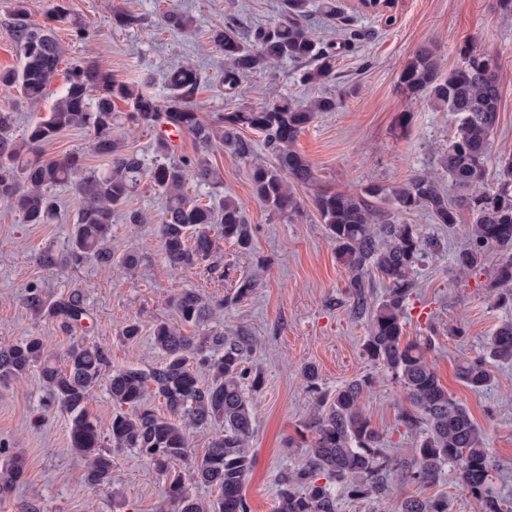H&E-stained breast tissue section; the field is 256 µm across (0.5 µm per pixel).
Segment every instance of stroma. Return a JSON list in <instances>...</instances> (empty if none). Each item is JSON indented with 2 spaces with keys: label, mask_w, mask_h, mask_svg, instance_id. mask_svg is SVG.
Here are the masks:
<instances>
[{
  "label": "stroma",
  "mask_w": 512,
  "mask_h": 512,
  "mask_svg": "<svg viewBox=\"0 0 512 512\" xmlns=\"http://www.w3.org/2000/svg\"><path fill=\"white\" fill-rule=\"evenodd\" d=\"M88 31L73 36L59 30L65 63L106 61L117 79L130 81L149 75L158 97L168 94L166 77L183 61L216 73L224 57L207 43L210 28L228 16L238 19V30L248 34L281 12L283 0H68ZM352 14L362 41L342 47L336 27L311 18L324 41L337 44L336 81L311 88L299 82L302 67L278 65L246 78L235 98L218 87H204L195 103L203 119L212 120L229 107L259 105L272 95L306 101L321 95L335 97L337 108L322 113L299 135L294 145L312 165L316 180L300 191L299 215L287 219L272 215L252 195L248 162L221 151L212 157L224 180V194L243 202L253 229V252L244 257L224 239L216 241L220 274L205 266L174 268L164 259L158 227L165 209L161 195L141 183L125 211L112 224V252L140 257L131 274L102 269L95 260L43 266L45 251L64 253L74 231L78 194L57 189L61 214L50 224H26L8 203L0 201V344L40 336L54 352L63 351L80 337L85 344L112 347V365L142 369L158 366L161 352L148 334L154 324L176 323L171 303L176 291L199 289L222 301L206 326L210 329H249L251 347L246 364L264 378L253 393L256 406L253 437L255 464L244 487L250 512H275V491L281 473L301 465L309 434L304 425L312 400L305 388V366H316L323 390L336 391L356 377L372 372L361 346L367 318L356 317L346 300L348 271L336 260V246L320 224L313 206L321 192H357L367 185L392 186L414 172L440 174L439 158L448 145L452 117L425 103L406 99L398 89L399 74L422 45L434 48L442 67L456 66L462 48L496 57L501 64L499 120L492 157L512 154V18H504L496 0H397L395 20L357 11L354 0H340ZM176 10L196 19L195 31L158 30L157 11ZM147 17V24L123 29L113 24L115 13ZM412 113L406 131L394 128L398 113ZM90 136L80 130L62 132L43 147L40 157L52 160L78 157L88 169H100L104 160L89 150ZM140 211L145 221L129 224L126 210ZM466 227L447 233L445 251L426 257L417 270V288L406 304L408 339L432 337L429 358L443 386L454 394L485 430L493 468V489L512 503V364L492 365L493 382L480 393L464 387L456 376L460 358L482 354L489 336L512 321V308H500L491 298V284L502 252L491 249L481 267L458 274L454 251ZM256 276L261 286L248 299L234 303L235 281ZM37 287L52 302L71 291H81L93 320L77 334L58 321L33 312L25 299ZM141 322L144 336L124 342L120 332L127 320ZM47 391L37 374L0 384V461L6 452L20 450L27 458L23 481L0 498V512H160L165 483L148 461L124 449L112 454V483L94 489L84 482L85 463L68 444V419L56 408H46ZM407 402L399 385L383 377L367 391L361 411L382 439L386 453L400 461L387 475L389 492L362 500L342 499L341 512H401L408 497L436 494L448 497L450 512H481L478 501L463 492L451 468H444L437 484L407 481L404 462L410 459L414 436L401 421Z\"/></svg>",
  "instance_id": "1"
}]
</instances>
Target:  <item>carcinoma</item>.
Masks as SVG:
<instances>
[{
  "label": "carcinoma",
  "instance_id": "carcinoma-1",
  "mask_svg": "<svg viewBox=\"0 0 512 512\" xmlns=\"http://www.w3.org/2000/svg\"><path fill=\"white\" fill-rule=\"evenodd\" d=\"M314 9L332 22L340 21L348 43L361 37L338 0H284L281 13L248 38L240 36L237 22L228 17L208 35L213 48L224 54V71L212 79L195 64L183 63L170 71L169 95L163 101L146 91L147 78L137 83L119 80L104 61L73 64L49 114L29 124L19 142L14 135V112L6 101L16 93L41 100L58 73L63 47L54 27L31 21L27 0H14L11 30L21 63L0 70V199L14 207L23 223L50 224L57 218L53 191L76 184L77 220L66 258L89 257L110 267L115 262L112 214L147 181L166 199L158 234L169 265L188 268L209 261L215 253L214 230L240 251H251L252 227L243 204L230 197L205 203L188 193L189 181L215 190L222 187L223 178L210 152L224 148L250 161L256 200L284 218L298 213L297 191L311 185L315 173L292 144L321 113L336 111V98L322 95L306 102L275 98L258 107L234 108L212 121L201 117L193 101L200 87L212 81L233 97L245 78L282 62L305 65L300 74L303 85L335 82L336 47L308 26ZM51 20L77 36L85 34L66 0H55ZM160 24L170 31L188 32L194 18L167 10L160 15ZM461 55V65L446 71L435 51L422 46L398 78L405 97L455 116L448 148L439 159L451 191L438 177L415 173L391 187L371 184L356 193H321L314 206L336 243L337 261L348 270L345 294L352 309L368 317L363 355L389 373L408 400L410 409L401 418L415 433L416 444L406 478L430 484L448 466L457 472L461 489L480 501L482 512H512L503 508V499L492 488L484 431L441 385L427 359L432 338L407 341L404 336L405 305L416 287L414 272L427 255L447 247L443 237L406 221V215L415 211L448 228L461 223L462 212H468L471 221L454 254V265L462 273L475 270L491 246L507 254L496 269L493 287L495 305L512 307V155L498 157L496 179L491 184L487 179L499 119L500 62L471 49ZM127 120L149 131L166 128L157 136L154 159L128 150ZM68 129L88 132L93 153L107 167L86 171L74 156L24 158L23 148L37 153ZM247 129L263 135L266 160L253 161L255 148L244 136ZM174 132L190 135L200 151L188 158L171 156ZM115 263L131 273L139 267V257L127 252ZM373 274L387 285L376 304L365 291V278ZM258 287L257 278L244 276L233 287L232 300L242 301ZM28 303L65 327L79 325L89 316L78 292L47 303L34 290ZM173 304L180 326L158 322L151 331L153 345L163 353L161 364L148 370L128 366L109 375L107 389L115 410L105 423L88 411L92 389L112 364V351L105 344L75 342L64 351L62 365L48 354L40 336L0 346V383L38 373L47 388V406L64 411L68 418L70 447L85 461L88 486L110 484L112 451L133 449L165 481L170 512H249L244 485L254 464L249 447L254 408L244 386L256 392L263 385L261 374L245 366L250 334L240 326L186 336L183 327L204 323L213 304L193 288L179 291ZM495 363H512V322L494 332L483 355L460 360L457 378L470 390L481 392L492 383L490 367ZM303 380L315 394L314 415L305 425L310 433L308 454L299 468L281 474L276 512H340L343 496L363 499L389 491L384 479L394 461L382 451L379 433L361 413L362 396L375 377L363 375L327 393L319 386L318 369L308 365ZM151 393L162 397L167 415L147 405ZM217 422L224 425V433L212 440L202 456H190L189 431ZM25 469L21 452L9 455L0 466L1 495L24 477ZM188 482L204 485L216 496L202 500L189 492ZM402 512H449L448 496L410 497L402 503Z\"/></svg>",
  "mask_w": 512,
  "mask_h": 512
}]
</instances>
